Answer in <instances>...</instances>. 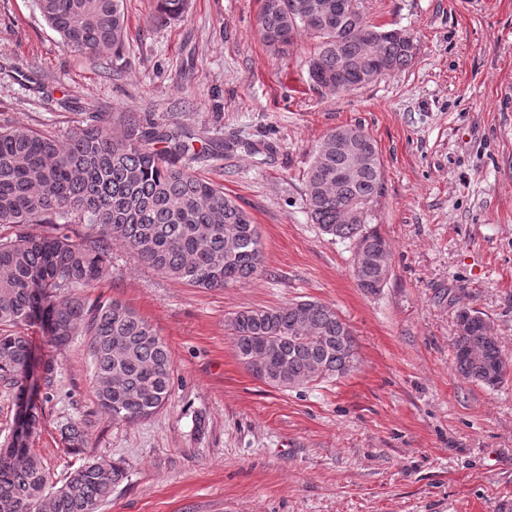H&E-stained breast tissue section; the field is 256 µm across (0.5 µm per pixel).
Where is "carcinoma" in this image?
Returning a JSON list of instances; mask_svg holds the SVG:
<instances>
[{"label": "carcinoma", "mask_w": 512, "mask_h": 512, "mask_svg": "<svg viewBox=\"0 0 512 512\" xmlns=\"http://www.w3.org/2000/svg\"><path fill=\"white\" fill-rule=\"evenodd\" d=\"M323 0H262L258 28L277 52L288 34L316 41L310 62L326 70L345 67L343 90L365 86L360 63L382 56L400 71L415 53L378 29L373 41L358 38L336 20L304 24L299 13H315ZM169 18L182 16L189 0H158ZM41 16L63 44L94 60L117 56L125 46L123 0H36ZM183 129L144 131L129 119L124 136L112 135L101 112H87L62 137L27 127H0V224L17 229L0 238V386L28 394L32 349L22 327L40 318L52 325V344L87 337L99 409L114 422L133 423L162 409L171 396V351L153 325L126 303L86 293L107 271L112 246L121 245L166 278L195 288L218 289L261 272V236L248 213L224 195L219 184L200 177L179 160L193 147ZM371 163L350 169L347 155H312L306 172V201L322 231L352 240L371 253L387 245L363 223L341 221L349 205L379 196L383 173L378 151L366 137ZM350 170L342 180L336 173ZM46 224L44 235L25 232ZM82 224L78 235L71 229ZM386 275L374 257L354 275L367 293L379 291ZM469 321L453 344V369L490 388L504 382V362L495 340L484 335L482 313L462 307ZM240 362L257 379L276 387H298L341 378L353 368L354 338L336 309L317 300L282 307L240 310L226 322ZM69 445L84 446L81 420L59 427ZM125 478L110 461L88 458L61 480L52 478L40 456L20 449L17 461L0 465V512H98Z\"/></svg>", "instance_id": "cac0c4a2"}]
</instances>
